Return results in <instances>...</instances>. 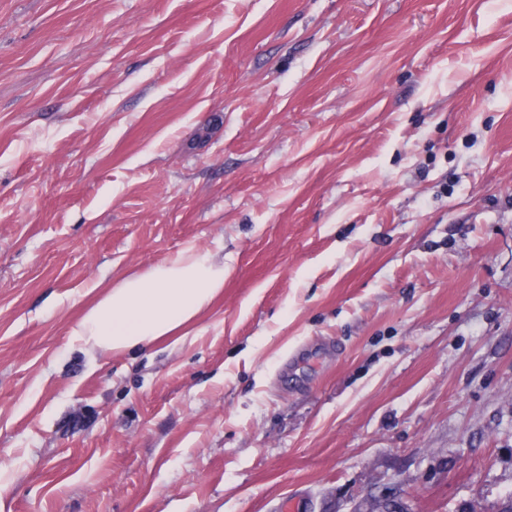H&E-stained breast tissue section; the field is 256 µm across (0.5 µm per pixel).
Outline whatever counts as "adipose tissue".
I'll list each match as a JSON object with an SVG mask.
<instances>
[{
  "instance_id": "obj_1",
  "label": "adipose tissue",
  "mask_w": 512,
  "mask_h": 512,
  "mask_svg": "<svg viewBox=\"0 0 512 512\" xmlns=\"http://www.w3.org/2000/svg\"><path fill=\"white\" fill-rule=\"evenodd\" d=\"M224 295L222 253L186 246L149 266L95 282L69 330L88 360L176 351L200 335V317Z\"/></svg>"
}]
</instances>
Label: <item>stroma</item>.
Instances as JSON below:
<instances>
[{
  "mask_svg": "<svg viewBox=\"0 0 512 512\" xmlns=\"http://www.w3.org/2000/svg\"><path fill=\"white\" fill-rule=\"evenodd\" d=\"M223 251L194 343L85 291ZM502 512L512 0H0V512ZM69 330L89 361L176 351L200 336V317L224 297V253L188 245L149 266L95 282Z\"/></svg>",
  "mask_w": 512,
  "mask_h": 512,
  "instance_id": "obj_1",
  "label": "stroma"
}]
</instances>
